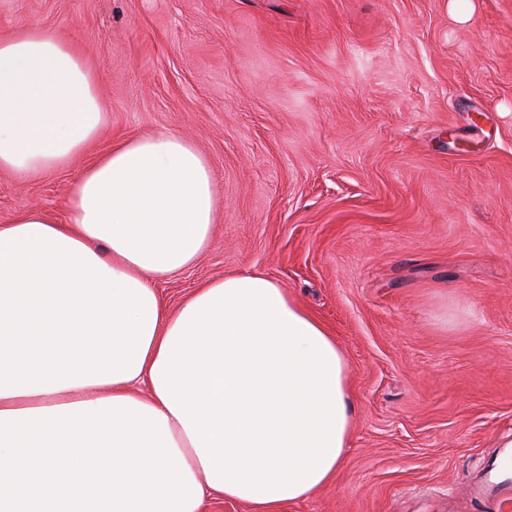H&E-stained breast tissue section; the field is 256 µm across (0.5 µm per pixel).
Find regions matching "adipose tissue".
Instances as JSON below:
<instances>
[{"instance_id":"1","label":"adipose tissue","mask_w":512,"mask_h":512,"mask_svg":"<svg viewBox=\"0 0 512 512\" xmlns=\"http://www.w3.org/2000/svg\"><path fill=\"white\" fill-rule=\"evenodd\" d=\"M106 116L71 39L0 38V170L81 167L65 223L0 225V512H280L343 461L345 354L260 273L168 304L212 240L213 170L167 131L84 162Z\"/></svg>"}]
</instances>
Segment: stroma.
Listing matches in <instances>:
<instances>
[{"label":"stroma","instance_id":"1","mask_svg":"<svg viewBox=\"0 0 512 512\" xmlns=\"http://www.w3.org/2000/svg\"><path fill=\"white\" fill-rule=\"evenodd\" d=\"M74 38L115 138L210 161L213 242L160 284L260 272L335 336L352 432L282 512H500L463 491L512 436V0H0ZM79 166L0 171V225L64 221Z\"/></svg>","mask_w":512,"mask_h":512}]
</instances>
